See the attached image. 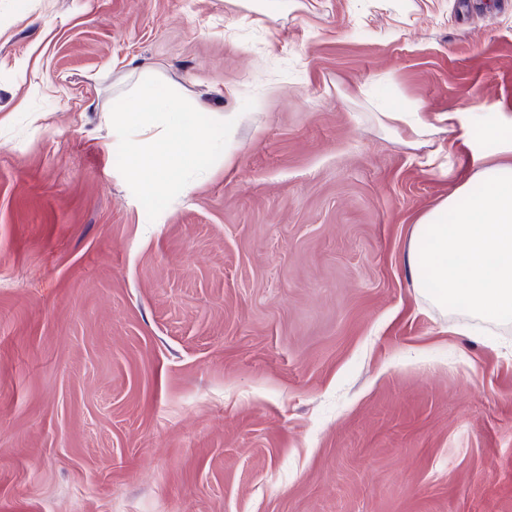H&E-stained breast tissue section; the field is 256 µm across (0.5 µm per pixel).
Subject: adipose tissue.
<instances>
[{
	"mask_svg": "<svg viewBox=\"0 0 512 512\" xmlns=\"http://www.w3.org/2000/svg\"><path fill=\"white\" fill-rule=\"evenodd\" d=\"M383 126L404 131L413 142L436 126L415 109L395 103L381 112ZM449 131L484 127L494 143L492 161L416 222L406 261L428 303L463 304L473 317L498 323L512 318V137L482 113L447 115Z\"/></svg>",
	"mask_w": 512,
	"mask_h": 512,
	"instance_id": "adipose-tissue-1",
	"label": "adipose tissue"
}]
</instances>
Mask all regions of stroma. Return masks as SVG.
Instances as JSON below:
<instances>
[{
    "instance_id": "35a3bbf8",
    "label": "stroma",
    "mask_w": 512,
    "mask_h": 512,
    "mask_svg": "<svg viewBox=\"0 0 512 512\" xmlns=\"http://www.w3.org/2000/svg\"><path fill=\"white\" fill-rule=\"evenodd\" d=\"M238 121L148 220L141 74ZM512 120V0H0V512H512V324L406 251ZM378 115L383 126L404 131L415 143L421 142L437 129L434 123L422 118L420 112L403 103H394L387 111L378 112Z\"/></svg>"
}]
</instances>
